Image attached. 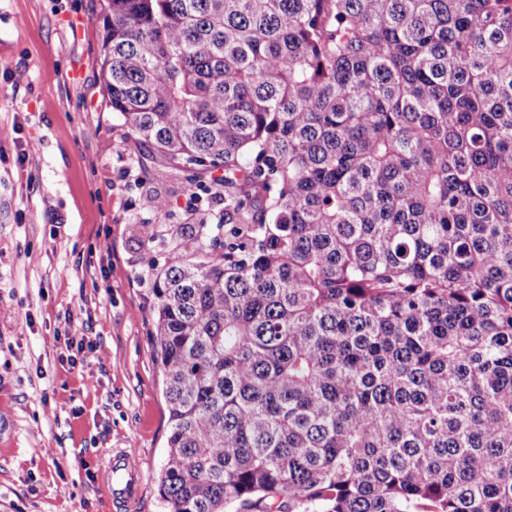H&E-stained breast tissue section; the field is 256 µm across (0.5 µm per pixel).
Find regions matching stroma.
<instances>
[{"label":"stroma","instance_id":"35a3bbf8","mask_svg":"<svg viewBox=\"0 0 512 512\" xmlns=\"http://www.w3.org/2000/svg\"><path fill=\"white\" fill-rule=\"evenodd\" d=\"M105 6L0 0V512H164L169 412L140 228L155 221L150 197L166 199L171 225L224 200L202 191L213 174L154 163L113 112ZM70 337L92 344L74 366ZM122 449L142 481L120 511L102 473Z\"/></svg>","mask_w":512,"mask_h":512}]
</instances>
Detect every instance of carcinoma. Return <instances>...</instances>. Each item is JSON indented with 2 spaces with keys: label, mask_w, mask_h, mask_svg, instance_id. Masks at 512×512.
I'll use <instances>...</instances> for the list:
<instances>
[{
  "label": "carcinoma",
  "mask_w": 512,
  "mask_h": 512,
  "mask_svg": "<svg viewBox=\"0 0 512 512\" xmlns=\"http://www.w3.org/2000/svg\"><path fill=\"white\" fill-rule=\"evenodd\" d=\"M133 139L224 172L146 264L166 512H512V0H107Z\"/></svg>",
  "instance_id": "cac0c4a2"
}]
</instances>
